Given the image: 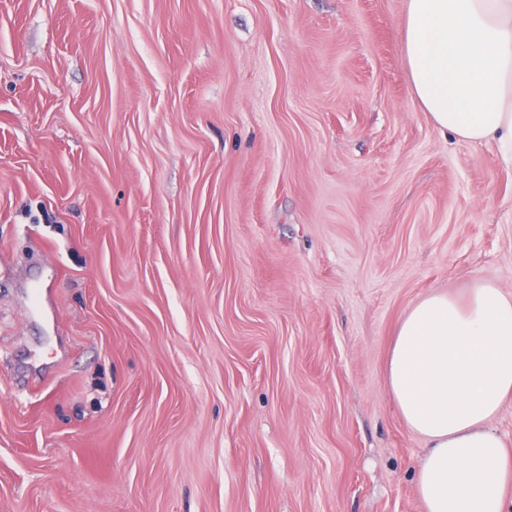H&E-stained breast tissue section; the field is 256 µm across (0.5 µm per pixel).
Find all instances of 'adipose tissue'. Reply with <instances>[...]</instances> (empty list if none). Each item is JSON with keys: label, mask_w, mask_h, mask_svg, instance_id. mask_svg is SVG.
<instances>
[{"label": "adipose tissue", "mask_w": 512, "mask_h": 512, "mask_svg": "<svg viewBox=\"0 0 512 512\" xmlns=\"http://www.w3.org/2000/svg\"><path fill=\"white\" fill-rule=\"evenodd\" d=\"M412 90L441 132L495 144L512 166V0H407ZM386 384L427 452L415 476L425 512H505L512 450L490 422L512 397V295L477 280L402 319Z\"/></svg>", "instance_id": "obj_1"}]
</instances>
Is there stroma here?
Instances as JSON below:
<instances>
[{"mask_svg": "<svg viewBox=\"0 0 512 512\" xmlns=\"http://www.w3.org/2000/svg\"><path fill=\"white\" fill-rule=\"evenodd\" d=\"M405 0H0V512H424L395 330L512 294V168Z\"/></svg>", "mask_w": 512, "mask_h": 512, "instance_id": "stroma-1", "label": "stroma"}]
</instances>
